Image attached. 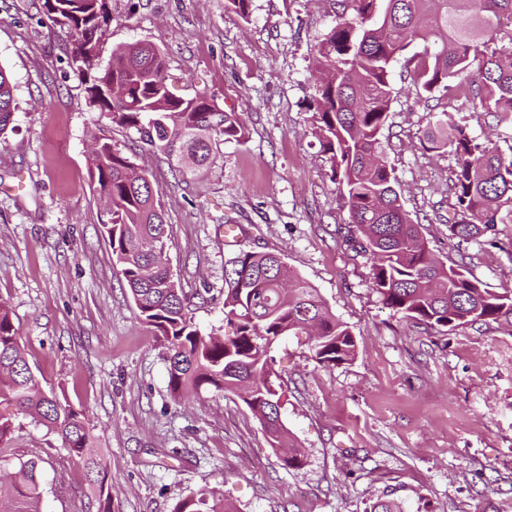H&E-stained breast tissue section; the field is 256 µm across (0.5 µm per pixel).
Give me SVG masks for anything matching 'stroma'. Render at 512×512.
<instances>
[{
  "label": "stroma",
  "mask_w": 512,
  "mask_h": 512,
  "mask_svg": "<svg viewBox=\"0 0 512 512\" xmlns=\"http://www.w3.org/2000/svg\"><path fill=\"white\" fill-rule=\"evenodd\" d=\"M102 60L145 40L166 54L179 97L205 92L241 114L246 135L220 142L211 163L179 176L136 130L89 108L68 64L72 33L44 0H0V66L17 109L0 135V302L12 312L45 391L82 412L109 470L112 512H173L206 489L234 512H512V322L440 335L383 306L370 263L340 233L348 206L312 133L317 44L336 0H109ZM412 43L392 64L393 101L381 138L404 206L429 248L465 262L485 288L512 290V224L490 241L450 238L455 167L424 145L430 109L444 110L512 158V125L458 91L430 98L414 84ZM104 134L145 169L170 226L166 259L195 323L227 333L224 267L239 251L282 253L357 340L351 361L325 368L306 336L271 355L281 420L305 455L285 467L257 418L231 393L174 398L165 353L142 323L101 226L88 176L89 141ZM246 235L226 244L224 227ZM12 431L0 471L43 462L42 512H97L98 499L61 437L0 405Z\"/></svg>",
  "instance_id": "obj_1"
}]
</instances>
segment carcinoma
Masks as SVG:
<instances>
[{"mask_svg": "<svg viewBox=\"0 0 512 512\" xmlns=\"http://www.w3.org/2000/svg\"><path fill=\"white\" fill-rule=\"evenodd\" d=\"M47 18L74 32L69 66L84 85L89 107L112 111L111 122L133 128L145 145L171 159L188 156L203 165L213 145L238 141L245 126L236 112L197 93H169L165 54L142 40L112 50L101 65V38L112 21L108 0H45ZM341 16L318 44L317 71L331 80L317 87L313 134L329 155L330 178L349 206L348 232L359 234V251L370 262L372 288L384 306L422 321L443 335L477 322L512 318V291L495 293L464 264L448 265L427 246L396 190V177L381 150L380 136L392 102L391 66L414 41L423 52L413 81L443 95L460 74L478 67V82L459 87L475 108L512 123V46L495 36L512 26V0H342ZM14 85L0 66V134L13 122ZM424 140L455 160L451 190L456 202L450 235L476 241L499 223H512V160L477 142L448 112L432 116ZM89 177L105 200L103 231L140 319L166 350L173 397L201 388L232 392L259 420L280 451L283 465L297 468L303 454L280 421L278 373L271 356L281 337L316 329L312 357L324 367L355 355L349 327L331 313L317 290L288 268L279 254L241 250L224 277V321L233 334L203 333L191 301L169 278L163 258L167 224L159 200L136 165L112 139L93 136ZM0 402L61 436L69 454L112 512L106 467L90 452L91 436L81 413L41 391L12 312L0 303ZM39 463L27 460L0 480L8 512H41ZM176 512H234L211 492L182 500Z\"/></svg>", "mask_w": 512, "mask_h": 512, "instance_id": "carcinoma-1", "label": "carcinoma"}]
</instances>
